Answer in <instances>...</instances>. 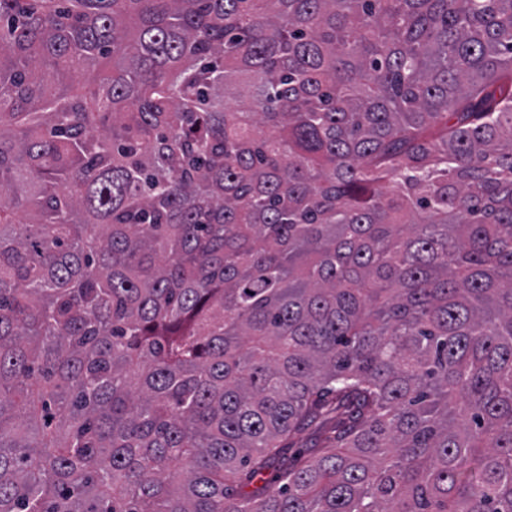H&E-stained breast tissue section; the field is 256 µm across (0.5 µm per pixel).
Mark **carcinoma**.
I'll use <instances>...</instances> for the list:
<instances>
[{
	"label": "carcinoma",
	"instance_id": "1",
	"mask_svg": "<svg viewBox=\"0 0 512 512\" xmlns=\"http://www.w3.org/2000/svg\"><path fill=\"white\" fill-rule=\"evenodd\" d=\"M0 512H512V0H0Z\"/></svg>",
	"mask_w": 512,
	"mask_h": 512
}]
</instances>
